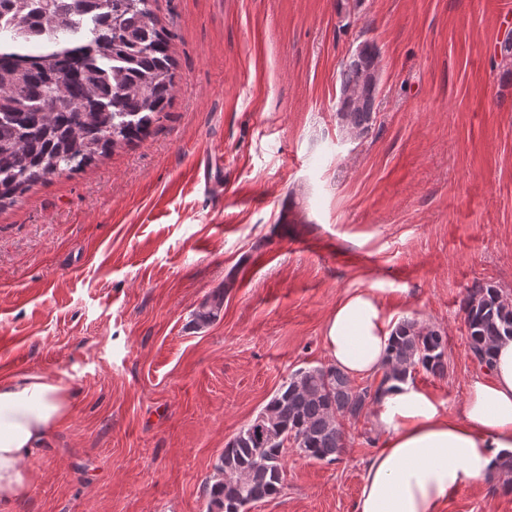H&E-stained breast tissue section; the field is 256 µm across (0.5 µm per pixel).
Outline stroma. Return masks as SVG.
Listing matches in <instances>:
<instances>
[{"label": "stroma", "instance_id": "35a3bbf8", "mask_svg": "<svg viewBox=\"0 0 512 512\" xmlns=\"http://www.w3.org/2000/svg\"><path fill=\"white\" fill-rule=\"evenodd\" d=\"M175 90L140 140L0 209V381L72 387L0 512H206L224 445L288 375L327 364L352 288L440 328L459 411L478 371L463 300L512 295V76L491 67L512 0H154ZM379 49L375 119L336 113L342 62ZM212 165L213 179L203 169ZM224 307L194 314L212 293ZM339 461L289 453L251 512H353L382 435L343 420ZM504 475L445 512H512Z\"/></svg>", "mask_w": 512, "mask_h": 512}]
</instances>
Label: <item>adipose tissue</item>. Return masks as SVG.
<instances>
[{"instance_id":"obj_1","label":"adipose tissue","mask_w":512,"mask_h":512,"mask_svg":"<svg viewBox=\"0 0 512 512\" xmlns=\"http://www.w3.org/2000/svg\"><path fill=\"white\" fill-rule=\"evenodd\" d=\"M397 327L374 289H351L329 313L323 341L349 379L376 376ZM71 413V388L42 374L0 381V503L27 490L22 461ZM383 436L363 468L354 512H444L449 495L483 482L512 455V339L472 379L460 411L412 381L390 382L374 406Z\"/></svg>"}]
</instances>
